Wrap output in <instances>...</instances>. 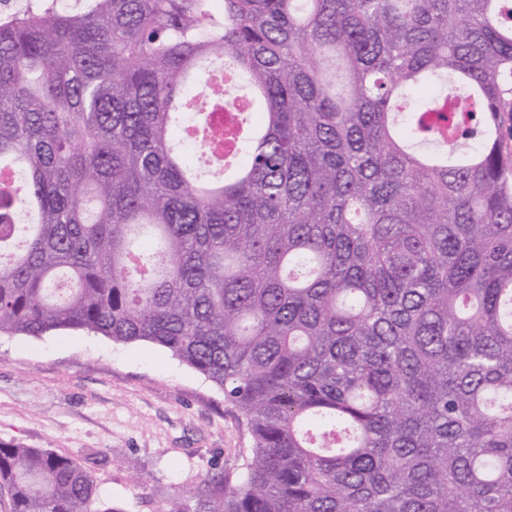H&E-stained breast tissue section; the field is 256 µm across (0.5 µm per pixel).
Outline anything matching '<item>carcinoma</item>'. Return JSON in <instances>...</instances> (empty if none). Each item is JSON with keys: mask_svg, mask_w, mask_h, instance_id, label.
I'll return each instance as SVG.
<instances>
[{"mask_svg": "<svg viewBox=\"0 0 512 512\" xmlns=\"http://www.w3.org/2000/svg\"><path fill=\"white\" fill-rule=\"evenodd\" d=\"M0 335L148 342L250 436L158 512H512V0L0 15ZM0 442L3 512L94 508Z\"/></svg>", "mask_w": 512, "mask_h": 512, "instance_id": "carcinoma-1", "label": "carcinoma"}]
</instances>
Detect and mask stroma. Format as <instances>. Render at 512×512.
<instances>
[{
    "instance_id": "1",
    "label": "stroma",
    "mask_w": 512,
    "mask_h": 512,
    "mask_svg": "<svg viewBox=\"0 0 512 512\" xmlns=\"http://www.w3.org/2000/svg\"><path fill=\"white\" fill-rule=\"evenodd\" d=\"M0 441L79 459L99 502L158 512L250 438L224 394L157 345L86 331L0 337Z\"/></svg>"
}]
</instances>
